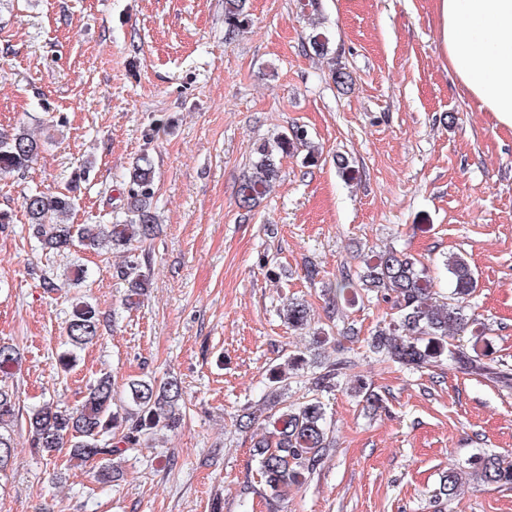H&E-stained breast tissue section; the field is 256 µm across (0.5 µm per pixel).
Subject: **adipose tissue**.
<instances>
[{
	"label": "adipose tissue",
	"instance_id": "obj_1",
	"mask_svg": "<svg viewBox=\"0 0 512 512\" xmlns=\"http://www.w3.org/2000/svg\"><path fill=\"white\" fill-rule=\"evenodd\" d=\"M442 50L457 80L512 130V0H437Z\"/></svg>",
	"mask_w": 512,
	"mask_h": 512
}]
</instances>
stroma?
<instances>
[{"instance_id":"stroma-1","label":"stroma","mask_w":512,"mask_h":512,"mask_svg":"<svg viewBox=\"0 0 512 512\" xmlns=\"http://www.w3.org/2000/svg\"><path fill=\"white\" fill-rule=\"evenodd\" d=\"M247 11L229 40L224 0H0V130L41 140L27 170L0 174V343L22 355L16 409L73 408L102 372L120 398L130 380L175 376L185 401L178 429L127 451L109 486L98 461L41 456L16 427L0 512H512V488L434 498L442 472L478 449L512 456V389L446 363L413 372L381 360L365 339L390 303L336 292L388 246L424 261L462 255L479 276L463 343L512 366V131L454 77L436 0H248ZM335 64L353 91L337 90ZM284 133L280 180L241 207L257 145ZM141 157L156 173L160 235L129 254L79 252L84 282L45 293L43 276L73 261L32 238L26 195L77 183L73 223L112 224ZM133 257L150 286L130 308L118 271ZM78 298L102 336L67 371ZM289 298L308 305V329L289 328ZM299 351L312 367L352 358L349 378L385 407L324 396L335 446L275 500L235 421Z\"/></svg>"}]
</instances>
